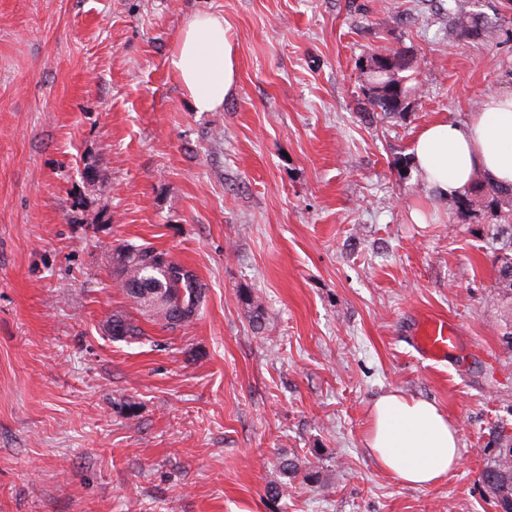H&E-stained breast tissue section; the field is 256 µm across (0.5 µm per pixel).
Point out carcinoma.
I'll return each mask as SVG.
<instances>
[{
	"instance_id": "carcinoma-1",
	"label": "carcinoma",
	"mask_w": 512,
	"mask_h": 512,
	"mask_svg": "<svg viewBox=\"0 0 512 512\" xmlns=\"http://www.w3.org/2000/svg\"><path fill=\"white\" fill-rule=\"evenodd\" d=\"M452 16L453 29L462 36H473L481 39L489 37L492 27L480 20L477 13H471L448 6ZM368 81L377 85H393L402 95L406 96L410 88L406 86L407 78L398 76V71H371ZM451 210L487 209L495 212L502 221L500 233L508 234L512 239V184H498L483 174L473 179L471 190L462 198L448 199ZM130 254L122 261L121 275L128 280L139 283L138 292H127L133 301L140 305L153 307V315L164 321L165 326L172 329L187 328L199 319L200 309L205 301L207 287L196 273L185 265L170 259L167 253L152 247L129 245ZM143 335L139 325L132 319L122 315H112V337L117 339H136ZM492 466L498 472L488 469L482 473V479H495V487L502 500V507L509 509V497L512 496V470L502 460L493 461Z\"/></svg>"
}]
</instances>
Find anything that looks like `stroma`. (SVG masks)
<instances>
[{"label":"stroma","mask_w":512,"mask_h":512,"mask_svg":"<svg viewBox=\"0 0 512 512\" xmlns=\"http://www.w3.org/2000/svg\"><path fill=\"white\" fill-rule=\"evenodd\" d=\"M457 37L439 0H0V512H497L512 296L486 210L428 195L417 133L512 95V9ZM222 14L237 82L191 111L168 67ZM411 67L375 114L361 60ZM427 215L414 223L411 210ZM149 244L207 285L171 330L117 284ZM145 330L112 338L114 313ZM461 332L422 359L415 317ZM391 390L459 427L456 471L398 483L366 446ZM301 469L278 504L281 458Z\"/></svg>","instance_id":"1"}]
</instances>
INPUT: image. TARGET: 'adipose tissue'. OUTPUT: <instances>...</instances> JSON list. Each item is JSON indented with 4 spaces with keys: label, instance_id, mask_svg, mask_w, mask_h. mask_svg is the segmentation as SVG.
I'll return each mask as SVG.
<instances>
[{
    "label": "adipose tissue",
    "instance_id": "ef3b65f1",
    "mask_svg": "<svg viewBox=\"0 0 512 512\" xmlns=\"http://www.w3.org/2000/svg\"><path fill=\"white\" fill-rule=\"evenodd\" d=\"M168 67L196 112L221 108L236 81L224 17L202 13L182 28ZM423 189L442 198L466 193L475 174L512 184V96H491L462 122L438 120L417 136L411 153ZM367 446L399 483L428 487L461 460L459 430L432 402L390 391L371 407Z\"/></svg>",
    "mask_w": 512,
    "mask_h": 512
}]
</instances>
